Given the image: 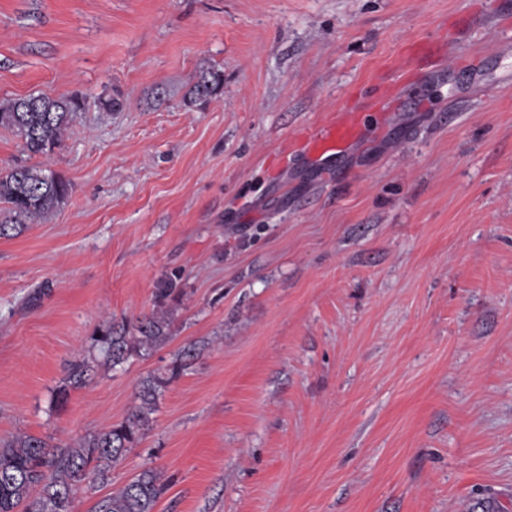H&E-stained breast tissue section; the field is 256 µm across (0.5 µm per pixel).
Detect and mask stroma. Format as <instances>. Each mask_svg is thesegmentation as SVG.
<instances>
[{
	"mask_svg": "<svg viewBox=\"0 0 512 512\" xmlns=\"http://www.w3.org/2000/svg\"><path fill=\"white\" fill-rule=\"evenodd\" d=\"M37 94L87 105L47 156L0 127L72 186L0 238V441L106 431L196 348L73 512L146 469L155 512H512V0H0V104ZM175 270L169 341L55 404ZM221 81L219 71H211L205 74L190 90L188 102L193 104L198 101L204 102L212 99L219 93ZM358 124L354 112H336L305 131L309 151L327 154L339 150L356 138ZM97 365V357L93 352H89L82 359L75 361L71 365L64 385L55 393V401L57 403L65 402L69 394V388H79L85 385Z\"/></svg>",
	"mask_w": 512,
	"mask_h": 512,
	"instance_id": "stroma-1",
	"label": "stroma"
}]
</instances>
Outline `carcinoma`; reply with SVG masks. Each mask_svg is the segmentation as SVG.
I'll return each instance as SVG.
<instances>
[{
	"instance_id": "cac0c4a2",
	"label": "carcinoma",
	"mask_w": 512,
	"mask_h": 512,
	"mask_svg": "<svg viewBox=\"0 0 512 512\" xmlns=\"http://www.w3.org/2000/svg\"><path fill=\"white\" fill-rule=\"evenodd\" d=\"M221 86V73L211 71L193 86L189 103L208 101ZM37 107L20 111V100L0 105V126L19 136L33 154L48 155L60 145L63 133L84 107L73 96L52 99L36 96ZM70 184L47 168L17 167L0 175V203L7 205L8 219L0 220V238L19 235L27 221L60 209L68 200ZM180 276L172 272L157 283V297L165 300L179 287ZM170 320L164 313L144 315L134 323L105 322L93 336V345L116 367L143 352L162 347L169 339ZM196 355L184 347L179 363L167 372L142 382L140 405L123 422L94 434L75 446L60 448L32 435L17 436L0 444V512H71L73 487L93 477L105 478L113 462L121 458L144 434L156 400ZM97 366L90 352L71 365L65 383L54 395L67 400L69 389L85 385ZM162 486L157 475L146 470L116 493L100 497L90 512H154Z\"/></svg>"
}]
</instances>
